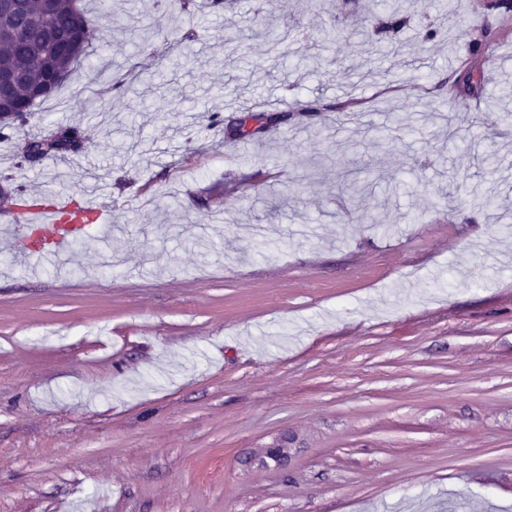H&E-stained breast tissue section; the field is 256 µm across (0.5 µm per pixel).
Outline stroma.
Masks as SVG:
<instances>
[{
    "instance_id": "obj_1",
    "label": "stroma",
    "mask_w": 512,
    "mask_h": 512,
    "mask_svg": "<svg viewBox=\"0 0 512 512\" xmlns=\"http://www.w3.org/2000/svg\"><path fill=\"white\" fill-rule=\"evenodd\" d=\"M109 2L100 77L78 66L19 131L80 118L84 152L26 171L0 142V186L93 191L112 220L37 273L0 252V512H512V136L486 118L512 109V76L470 51L498 25L484 0H412L381 59L355 34L373 0ZM191 27V60L155 78L166 34ZM268 27L345 39L309 43L306 66L285 41L282 67ZM461 55L479 95L424 94ZM352 98L403 129L375 145L337 115ZM315 99L258 139L200 116ZM442 112L452 149L431 134ZM353 182L388 195L375 222L351 214ZM277 442L283 467L250 462Z\"/></svg>"
}]
</instances>
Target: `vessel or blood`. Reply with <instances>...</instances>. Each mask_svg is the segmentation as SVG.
Masks as SVG:
<instances>
[{"label":"vessel or blood","instance_id":"obj_1","mask_svg":"<svg viewBox=\"0 0 512 512\" xmlns=\"http://www.w3.org/2000/svg\"><path fill=\"white\" fill-rule=\"evenodd\" d=\"M111 230L93 196L77 200L67 195L55 197L49 205L17 207L12 223L0 226V237L5 238L14 254L48 265L75 245Z\"/></svg>","mask_w":512,"mask_h":512}]
</instances>
